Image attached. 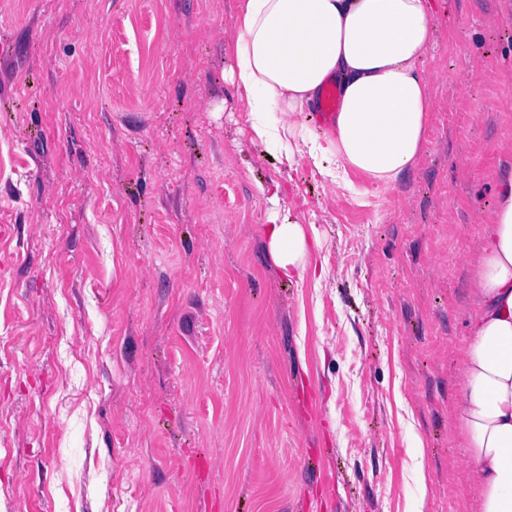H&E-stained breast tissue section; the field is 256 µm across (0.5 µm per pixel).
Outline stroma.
Returning <instances> with one entry per match:
<instances>
[{
	"instance_id": "1",
	"label": "stroma",
	"mask_w": 512,
	"mask_h": 512,
	"mask_svg": "<svg viewBox=\"0 0 512 512\" xmlns=\"http://www.w3.org/2000/svg\"><path fill=\"white\" fill-rule=\"evenodd\" d=\"M243 0H0V512H475L451 415L512 0H435L395 188L263 157ZM318 237L282 275L269 199Z\"/></svg>"
}]
</instances>
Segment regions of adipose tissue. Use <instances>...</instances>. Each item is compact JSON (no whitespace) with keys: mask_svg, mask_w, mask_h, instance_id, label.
I'll return each mask as SVG.
<instances>
[{"mask_svg":"<svg viewBox=\"0 0 512 512\" xmlns=\"http://www.w3.org/2000/svg\"><path fill=\"white\" fill-rule=\"evenodd\" d=\"M433 0H243L230 47L252 139L269 156L308 155L332 178L365 175L383 188L424 154L432 102L424 59L436 45ZM335 82L333 128L311 112ZM496 208L476 244V276L452 413L479 475L478 512H512V167L499 173ZM265 235L284 273H305L302 225L271 210Z\"/></svg>","mask_w":512,"mask_h":512,"instance_id":"adipose-tissue-1","label":"adipose tissue"}]
</instances>
